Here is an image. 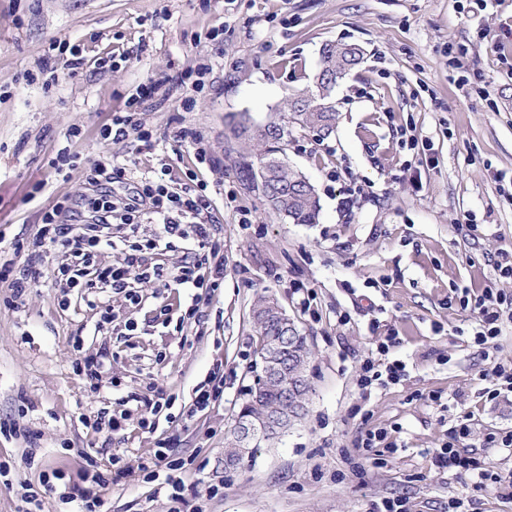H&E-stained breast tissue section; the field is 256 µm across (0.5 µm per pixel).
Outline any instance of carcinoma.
<instances>
[{"label": "carcinoma", "instance_id": "cac0c4a2", "mask_svg": "<svg viewBox=\"0 0 512 512\" xmlns=\"http://www.w3.org/2000/svg\"><path fill=\"white\" fill-rule=\"evenodd\" d=\"M364 58L357 44L328 42L323 45L319 71L312 88L290 96L284 106L275 109L278 118L261 126L251 121L246 112L232 116L224 127V153L233 157L234 167L248 188L262 180L268 187L264 200L278 216L294 224H316L320 216V200L314 190L297 183L295 170L286 159L288 124L316 129L328 136L336 123L333 91L338 79L358 67ZM278 300L260 297L253 308V341L255 346L285 337L279 329ZM283 388L251 387L248 399L240 408L246 417H260L281 405Z\"/></svg>", "mask_w": 512, "mask_h": 512}]
</instances>
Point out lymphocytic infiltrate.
I'll list each match as a JSON object with an SVG mask.
<instances>
[{"label":"lymphocytic infiltrate","instance_id":"lymphocytic-infiltrate-1","mask_svg":"<svg viewBox=\"0 0 512 512\" xmlns=\"http://www.w3.org/2000/svg\"><path fill=\"white\" fill-rule=\"evenodd\" d=\"M93 215L81 227H73L66 221L70 211L65 202H57L44 212L41 239L51 247L61 249L70 257L88 262L95 252L115 249L112 236L113 223H120L127 237L137 236L143 216H155L161 226L160 234L149 242L150 250L173 251L187 238H194L198 250L192 260L165 267L149 263L142 255L140 246H131L121 264L96 269L92 278L83 280L73 274L69 266H62L61 274L66 277L69 288H82L86 295H97L99 290L110 289L113 294L124 297L130 304H138L139 295L135 281L151 282L161 288L174 285L183 288H217L224 281L226 260L218 247L211 244V228L204 220L212 207V199L206 184L186 185L175 188L163 179L144 177L138 182L132 194L116 197H98L90 202ZM24 249L23 243L15 242L8 249L0 250V282L8 283L14 298L26 296L38 287L41 278L39 269L43 259L33 253L28 267L22 273H15L14 258ZM482 321V330L477 336L479 344H487L499 331L500 323L512 321V301L495 286H486L475 302ZM181 463L170 460L166 446H159L153 457L143 461L138 476L152 483L155 492L166 493L173 503L172 512H203L182 494L183 481L179 475ZM62 474L56 473L43 479L45 493L57 494L62 503H76L77 512H100L104 505L102 491L111 478L98 469L87 470L86 484L77 491H70L61 485Z\"/></svg>","mask_w":512,"mask_h":512}]
</instances>
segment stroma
Masks as SVG:
<instances>
[{"label": "stroma", "mask_w": 512, "mask_h": 512, "mask_svg": "<svg viewBox=\"0 0 512 512\" xmlns=\"http://www.w3.org/2000/svg\"><path fill=\"white\" fill-rule=\"evenodd\" d=\"M217 27L220 43L209 37ZM328 41L359 44L365 59L336 86L333 133L288 136V161L322 207L319 223L292 224L239 181L224 124L240 112L267 123L309 84ZM452 56L488 97L458 89ZM203 61L214 84L197 92L183 77ZM28 72L35 81L19 89ZM149 85L157 91L139 117L153 138L105 139L113 114ZM184 128L200 145L177 141ZM64 148L74 165L60 169ZM105 157L137 178L162 174L179 187L191 169L207 182L224 282L146 285L137 307L101 293L114 320L99 335L81 290L50 286L60 254L48 253L44 286L23 299L0 282V423L34 433L0 435V461L17 465L13 487L0 486V512H18L23 488L41 490L46 472L77 487L86 456L108 474L113 459L136 467L166 438L172 457L194 460L181 472L187 496L218 487L206 512H375L385 499L409 512H448L457 500L462 512H512L508 488L477 487L475 476L433 462L454 441L512 474V450L485 445L512 431V393L488 401L482 378L492 362L512 363V323L494 347L480 345L474 310L488 282L512 295V278L496 268L512 253V0H0V244L38 241L44 211L87 197L83 170ZM264 293L312 351L307 411L228 470L224 441L253 383L251 310ZM390 335L384 356L405 374L363 396L361 368ZM103 350L93 389L76 358ZM218 363L222 397L193 412ZM166 400L170 408L149 410ZM103 410L124 414L121 430L87 425ZM377 429L385 443L363 447ZM29 449L35 462L21 466ZM102 498L104 512L170 507L130 478Z\"/></svg>", "instance_id": "obj_1"}]
</instances>
